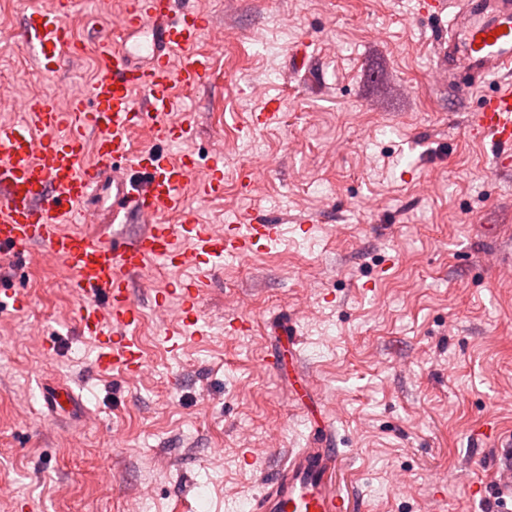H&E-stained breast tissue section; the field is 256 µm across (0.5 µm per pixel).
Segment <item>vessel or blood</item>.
I'll use <instances>...</instances> for the list:
<instances>
[{"mask_svg": "<svg viewBox=\"0 0 512 512\" xmlns=\"http://www.w3.org/2000/svg\"><path fill=\"white\" fill-rule=\"evenodd\" d=\"M180 2L126 0L113 34L93 39L101 73L87 94L72 96L65 110L44 95L28 103L23 123H0V252L26 259L38 247L66 268L80 331L99 348L93 368L100 374L145 366L136 336L142 310L132 285L151 263L196 269L189 284L156 291L151 306L157 318L179 322V335L198 336L199 297L224 257H245L281 238L279 222L260 214L241 215L239 223L218 231L197 223L180 195L195 169L192 153L175 158L151 146L133 148L129 140L140 125L171 144L194 136L192 116L180 110L175 92L200 86L211 73L210 56L194 50L209 21ZM65 14V0H38L23 14L21 38L49 74L80 49ZM452 17L447 35L434 42L436 78H469L479 96L467 131L489 139L499 170L512 169V0H468ZM131 32L145 35V42L128 41ZM90 132L95 160L89 165L84 140ZM223 193L224 159L218 156L199 194L209 199ZM106 199L112 223L142 222L144 232L103 239L79 231L91 202ZM176 211L181 223H167ZM312 398L305 374L296 372L291 403L305 409ZM341 460L328 434L290 452L265 480L252 512H348L334 482ZM465 490L495 498V512H512V461L495 468L492 485L469 481Z\"/></svg>", "mask_w": 512, "mask_h": 512, "instance_id": "1", "label": "vessel or blood"}]
</instances>
